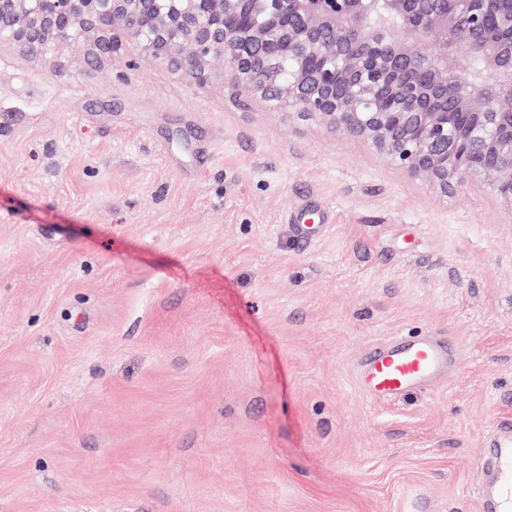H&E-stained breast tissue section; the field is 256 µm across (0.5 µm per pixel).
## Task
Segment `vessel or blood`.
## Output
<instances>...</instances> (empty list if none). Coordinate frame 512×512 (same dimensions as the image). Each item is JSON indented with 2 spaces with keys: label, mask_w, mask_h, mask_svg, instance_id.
<instances>
[{
  "label": "vessel or blood",
  "mask_w": 512,
  "mask_h": 512,
  "mask_svg": "<svg viewBox=\"0 0 512 512\" xmlns=\"http://www.w3.org/2000/svg\"><path fill=\"white\" fill-rule=\"evenodd\" d=\"M463 358L452 339L419 336L374 346L356 365V380L365 395L394 398L435 383ZM479 483L484 512H512V418H500L478 443Z\"/></svg>",
  "instance_id": "vessel-or-blood-1"
}]
</instances>
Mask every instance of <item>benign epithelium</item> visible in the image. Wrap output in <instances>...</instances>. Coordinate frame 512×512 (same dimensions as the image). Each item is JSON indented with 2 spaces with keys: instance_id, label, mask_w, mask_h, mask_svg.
Instances as JSON below:
<instances>
[{
  "instance_id": "benign-epithelium-1",
  "label": "benign epithelium",
  "mask_w": 512,
  "mask_h": 512,
  "mask_svg": "<svg viewBox=\"0 0 512 512\" xmlns=\"http://www.w3.org/2000/svg\"><path fill=\"white\" fill-rule=\"evenodd\" d=\"M0 0V41L31 57L123 35L207 81L211 61L245 94L371 142L443 196L470 179L512 207V0ZM288 42L282 85L271 55ZM476 54L481 75L456 67Z\"/></svg>"
}]
</instances>
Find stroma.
<instances>
[{
  "label": "stroma",
  "mask_w": 512,
  "mask_h": 512,
  "mask_svg": "<svg viewBox=\"0 0 512 512\" xmlns=\"http://www.w3.org/2000/svg\"><path fill=\"white\" fill-rule=\"evenodd\" d=\"M310 225L300 239L296 223ZM464 357L375 402L399 336ZM512 208L133 47L0 43V512H482Z\"/></svg>",
  "instance_id": "stroma-1"
}]
</instances>
